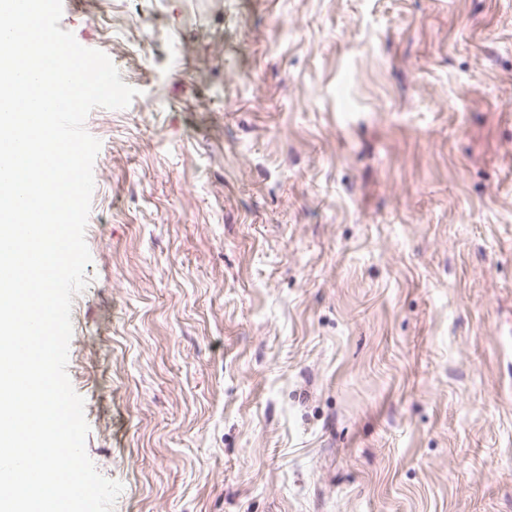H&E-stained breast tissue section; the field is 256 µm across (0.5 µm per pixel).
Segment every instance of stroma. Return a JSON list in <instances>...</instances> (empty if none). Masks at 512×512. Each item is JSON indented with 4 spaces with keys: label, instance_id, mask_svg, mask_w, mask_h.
<instances>
[{
    "label": "stroma",
    "instance_id": "1",
    "mask_svg": "<svg viewBox=\"0 0 512 512\" xmlns=\"http://www.w3.org/2000/svg\"><path fill=\"white\" fill-rule=\"evenodd\" d=\"M138 94L67 372L112 512H512V0H63Z\"/></svg>",
    "mask_w": 512,
    "mask_h": 512
}]
</instances>
